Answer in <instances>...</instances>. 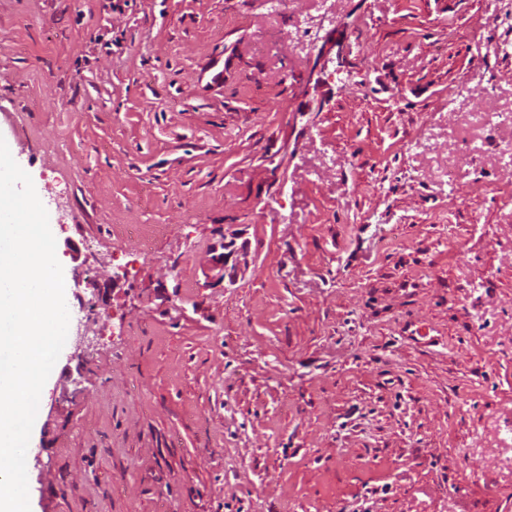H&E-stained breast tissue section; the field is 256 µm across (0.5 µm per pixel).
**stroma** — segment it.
Returning <instances> with one entry per match:
<instances>
[{
  "label": "stroma",
  "instance_id": "1",
  "mask_svg": "<svg viewBox=\"0 0 512 512\" xmlns=\"http://www.w3.org/2000/svg\"><path fill=\"white\" fill-rule=\"evenodd\" d=\"M0 137L100 290L31 512H512V0H0Z\"/></svg>",
  "mask_w": 512,
  "mask_h": 512
}]
</instances>
